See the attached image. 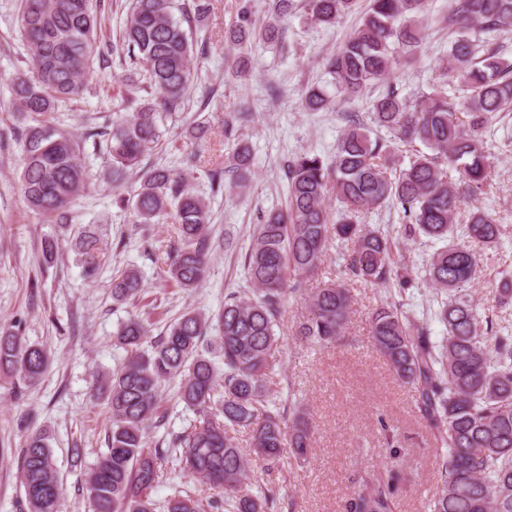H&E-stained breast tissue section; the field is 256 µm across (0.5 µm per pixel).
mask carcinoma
I'll return each mask as SVG.
<instances>
[{"mask_svg":"<svg viewBox=\"0 0 512 512\" xmlns=\"http://www.w3.org/2000/svg\"><path fill=\"white\" fill-rule=\"evenodd\" d=\"M357 0H302L307 20L333 28L354 11ZM296 0H274L270 18L257 26L249 6L226 36L230 44L279 37L280 22ZM172 0H132L124 20L121 46L130 64L128 87L146 83L150 96L133 112H119L100 133L105 137L112 182L137 178L132 195L122 198L133 223L153 224L173 213L182 245L169 254L168 277L190 290L209 265L207 201L173 169L145 167L143 160L159 145L164 121L185 108L192 82L194 44L190 34L210 11L209 0H187L173 16ZM428 0H370L360 23L343 45L325 58L336 97L349 102L387 78L402 57L423 44L418 19ZM19 34L27 48L26 67L10 79L9 107L30 119L23 128L19 190L28 207L51 223L67 227L71 205L85 191L88 170L80 158L82 139L49 121L58 103L84 93L94 61L104 58L97 41L101 20L90 0H19ZM443 22L452 29L448 55L441 59L444 80L412 103L389 87L371 105L379 136L350 116L336 150L327 160L303 152L286 166L288 204L257 225L245 255L251 292L232 294L208 316L188 309L164 334L151 338L150 324L129 316L117 332L127 355L91 391L110 414L107 448L97 455L85 480L92 512H155L152 492L159 483L165 448H149L146 428L161 421L160 390L178 380L177 396L198 416L197 423L172 437L180 472L198 479L218 496L202 501L175 492L166 512H271L277 490L252 491L257 465L278 463L284 455L307 458L312 432L300 416L285 427L280 400L268 386L269 360L288 296L307 294V315L295 336L317 345L344 341L353 305L348 283L391 281L404 291L411 276L396 265L398 243L360 215L385 205L399 209L406 235H425L444 243L428 267L429 284L446 299L436 312L446 336L431 340L426 323L403 304L383 301L370 316L373 347L395 376L414 392L415 406L440 441L437 490L430 512H512V335L488 341L478 333V305L467 292L478 256L498 246L501 229L480 208L463 225L469 245L451 241L460 204L486 193L492 172L485 132L503 111H512V61L501 50L478 54L472 33L491 34L512 24V0H455ZM454 81L448 89V81ZM332 103L322 88H310L305 109ZM419 144L402 165L401 147ZM229 167L239 182L251 167L247 145L235 148ZM460 180L451 181L446 168ZM334 193L336 222L324 206ZM342 254L345 278L306 292L318 276L332 244ZM74 253L84 275L93 279L106 260V247L92 233H80ZM139 272L126 268L113 276L112 299H139ZM48 367L45 348L29 343L19 331L0 328V374L16 386L37 382ZM246 428L251 446H238L231 431ZM20 483L27 512H64L60 474L50 434L27 436L18 454ZM349 512H399L398 485L390 470H370L354 484Z\"/></svg>","mask_w":512,"mask_h":512,"instance_id":"obj_1","label":"carcinoma"}]
</instances>
